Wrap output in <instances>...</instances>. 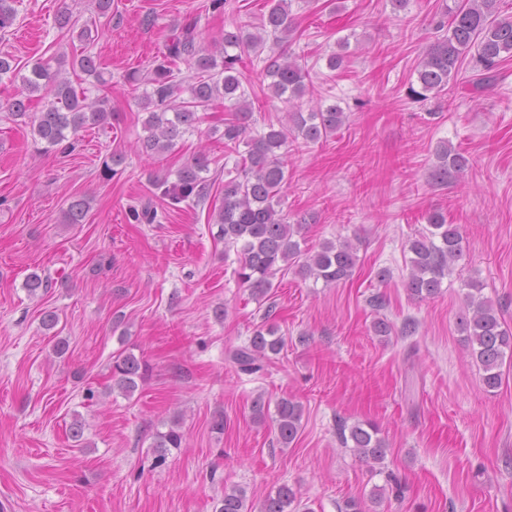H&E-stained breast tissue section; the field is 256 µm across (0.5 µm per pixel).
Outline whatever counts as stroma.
Returning <instances> with one entry per match:
<instances>
[{
    "mask_svg": "<svg viewBox=\"0 0 512 512\" xmlns=\"http://www.w3.org/2000/svg\"><path fill=\"white\" fill-rule=\"evenodd\" d=\"M442 4L409 0L397 11L391 0H292L288 49L311 80L300 105L335 103L347 120L326 142L289 147L281 207L307 219L310 247L358 239L359 264L332 288L277 276L271 300L286 345L254 374L227 358L265 307L238 284L237 256L207 222L223 184L207 204L171 210L152 183L200 151L216 167L235 163L219 134L224 110L202 113L198 133L150 158L139 150L144 114L123 77L149 69L173 36L188 31L208 46L224 31L253 29L266 0H228L220 12L211 0H112V27L94 50L112 77L117 118L80 131L73 152L38 153L30 127L0 112V512H214L234 486L257 508L284 484L314 512H337L350 498L368 512H512V362L496 393L485 392L456 325L464 284L476 277L512 327V59L477 93L461 90L473 78L467 65L457 88L412 99ZM16 9L0 52L25 71L43 56L80 53L54 25L61 10L81 26L94 20L91 0H18ZM337 50L345 60L332 70ZM441 140L468 158L444 188L429 180ZM115 151L125 161L102 181ZM83 194L94 198L86 223H62ZM147 201L164 211L161 223L131 218V206ZM433 210L461 225L464 255L441 294L419 301L405 288L406 242ZM34 272L50 287L32 296L24 283ZM378 292L395 326L385 339L370 331ZM46 310L59 316L54 329L41 325ZM408 318L416 331L404 336ZM59 337L69 341L60 358ZM125 350L150 367L129 396L110 379ZM259 395L301 402L291 444L278 442L272 423L253 421ZM77 417L86 422L79 441L70 431ZM342 421L376 423L384 461L341 444ZM172 424L183 444L156 464L155 434Z\"/></svg>",
    "mask_w": 512,
    "mask_h": 512,
    "instance_id": "35a3bbf8",
    "label": "stroma"
}]
</instances>
